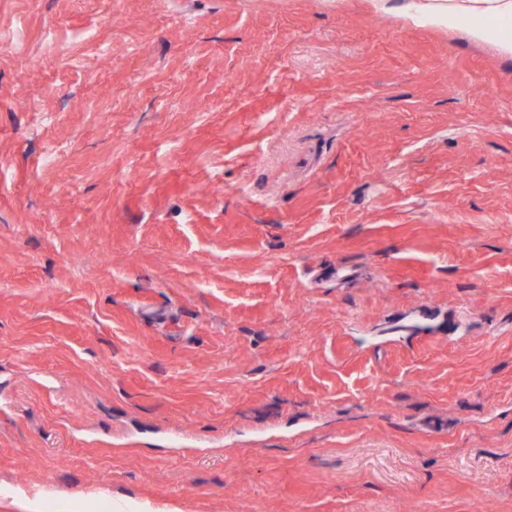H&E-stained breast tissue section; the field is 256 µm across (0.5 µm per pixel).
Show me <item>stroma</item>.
I'll return each mask as SVG.
<instances>
[{"mask_svg":"<svg viewBox=\"0 0 512 512\" xmlns=\"http://www.w3.org/2000/svg\"><path fill=\"white\" fill-rule=\"evenodd\" d=\"M390 5L0 0V512H512V55Z\"/></svg>","mask_w":512,"mask_h":512,"instance_id":"obj_1","label":"stroma"}]
</instances>
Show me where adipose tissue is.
<instances>
[{
    "label": "adipose tissue",
    "instance_id": "adipose-tissue-1",
    "mask_svg": "<svg viewBox=\"0 0 512 512\" xmlns=\"http://www.w3.org/2000/svg\"><path fill=\"white\" fill-rule=\"evenodd\" d=\"M403 12L415 21L465 27L472 41L512 54V0H405Z\"/></svg>",
    "mask_w": 512,
    "mask_h": 512
}]
</instances>
